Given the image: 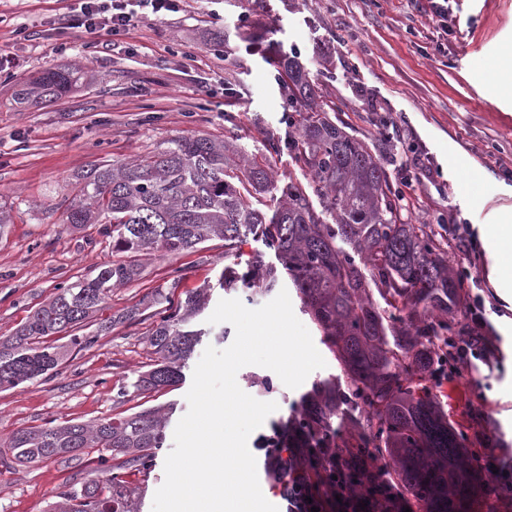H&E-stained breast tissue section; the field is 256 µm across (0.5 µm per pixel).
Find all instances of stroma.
I'll return each mask as SVG.
<instances>
[{
    "instance_id": "1",
    "label": "stroma",
    "mask_w": 512,
    "mask_h": 512,
    "mask_svg": "<svg viewBox=\"0 0 512 512\" xmlns=\"http://www.w3.org/2000/svg\"><path fill=\"white\" fill-rule=\"evenodd\" d=\"M61 12V0H0V206L12 216L0 239V337L12 335L59 284L111 263L110 238L93 226L62 224L76 176L92 164L146 159L172 137L201 135L271 165L276 189L253 200L266 217L278 209L279 186L309 185L290 147L301 116L280 78L279 61L292 52L313 79L317 106L335 109L337 122L375 148L393 184L411 180L417 207L404 221L437 223L450 266L497 305L485 333L497 340L499 364L472 361L435 392L473 452L493 449L511 468L512 304L489 280L493 258L479 230L512 208V88L491 85L478 66L512 49V0H449L444 24L408 0H182L179 11L141 14L118 35L95 38L58 24ZM48 69L72 72L75 84L58 98L16 104L20 85ZM272 142L277 152H268ZM259 252L274 262L262 237L249 233L229 257L213 239L141 259L138 279L108 300L104 314L118 320L111 332L83 350L57 336L67 349L61 365L0 391V440L49 422H94L155 406L168 412L166 430L174 432L188 410L196 359L185 362L177 386L123 392L154 360L147 302L157 289L178 301L205 287L211 303L236 298L260 307L270 293L246 281L232 290L219 285L225 265L246 273ZM237 382L278 405L248 446L265 498L284 512L258 441L292 414L305 390L259 366L243 367ZM173 447L169 437L150 467L127 470L132 512H152ZM87 478L107 480L93 451L69 468L0 460V512H50L59 492Z\"/></svg>"
}]
</instances>
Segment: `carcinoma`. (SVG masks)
<instances>
[{
	"label": "carcinoma",
	"instance_id": "carcinoma-1",
	"mask_svg": "<svg viewBox=\"0 0 512 512\" xmlns=\"http://www.w3.org/2000/svg\"><path fill=\"white\" fill-rule=\"evenodd\" d=\"M280 67L288 104L313 103L314 87L301 65L285 56ZM71 84L72 74L48 69L18 89L17 100L56 98ZM295 148L334 223L323 222L306 189L293 181L281 190L275 218L266 220L249 196L273 186L268 166L246 158L236 163L237 150L205 137L178 136L148 159L103 161L82 172L63 223L99 225L117 259L91 279L58 287L21 328L0 339V390L56 368L64 351L47 338L83 326L112 289L136 280L141 268L133 258L177 255L214 238L224 240L228 255L242 235L254 232L278 264L255 255L249 281L270 292L287 274L346 377L342 391L334 380L314 382L285 423L306 437L309 468H329L331 451L348 461L384 460L410 512H473L480 502L495 512L468 435L448 423L427 384L455 368L456 341L466 327L453 312L468 296L465 277L450 268L430 225L399 221L389 173L368 144L338 127L327 111L303 117ZM207 301L205 288L177 303L166 292L152 293L156 320L146 341L155 360L138 375L134 392L179 382L182 364L203 335L188 324ZM342 404L360 412L356 432L348 435L332 425ZM164 439L165 417L150 407L94 424L23 429L0 446L19 463H67L96 448L101 466L109 451L129 454L125 464L145 468ZM52 512H131L123 473H112L103 487L94 480L68 487Z\"/></svg>",
	"mask_w": 512,
	"mask_h": 512
}]
</instances>
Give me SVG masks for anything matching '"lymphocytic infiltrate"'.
<instances>
[{
	"mask_svg": "<svg viewBox=\"0 0 512 512\" xmlns=\"http://www.w3.org/2000/svg\"><path fill=\"white\" fill-rule=\"evenodd\" d=\"M176 0H80L67 8L62 19L67 28L79 33L114 35L131 26L139 11L158 14L173 10ZM467 316L472 335L458 347L460 364L469 359L490 362L496 348L480 331L487 324L483 304L469 306ZM301 435L275 430L266 440L269 447L267 475L272 486L288 504V512H406L404 494L385 477L383 466L371 467L376 489L356 488L353 466L346 461L331 465L330 474H315L304 463Z\"/></svg>",
	"mask_w": 512,
	"mask_h": 512,
	"instance_id": "obj_1",
	"label": "lymphocytic infiltrate"
}]
</instances>
